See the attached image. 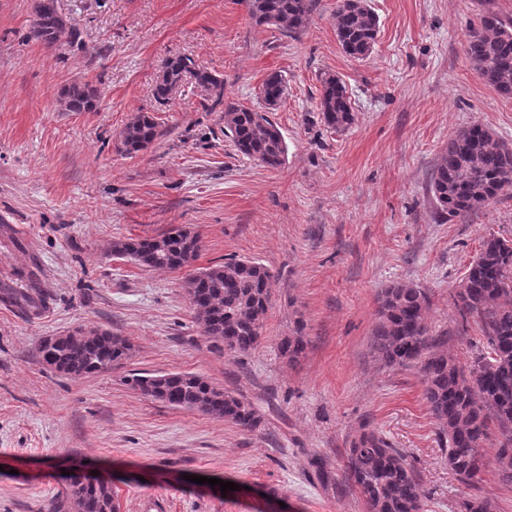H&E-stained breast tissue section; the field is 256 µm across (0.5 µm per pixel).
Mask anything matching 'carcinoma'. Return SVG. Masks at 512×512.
<instances>
[{
  "label": "carcinoma",
  "instance_id": "obj_1",
  "mask_svg": "<svg viewBox=\"0 0 512 512\" xmlns=\"http://www.w3.org/2000/svg\"><path fill=\"white\" fill-rule=\"evenodd\" d=\"M318 0H248L257 26H272L295 37L308 27ZM336 36L349 56L365 58L376 43L379 20L367 0H337L333 13ZM28 38L46 46L62 38L79 40L57 0H35ZM465 55L482 80L500 95L512 96V19L496 14L481 18L469 30ZM216 93L224 104V136L235 151L265 168L283 166L288 147L280 127L268 113L239 102L223 100L224 79L189 56H174L154 86L159 103L171 100L187 79ZM286 93L278 73L263 82L267 108ZM98 93L87 83L62 89L66 112L95 108ZM318 110L333 131L355 121L345 86L334 74L320 79ZM165 136L155 117L137 112L120 132V149L135 156ZM512 187V144L491 130L473 124L448 139L430 180V193L445 220L465 217L497 202ZM200 237L190 227H177L156 237L115 240L112 256L138 266L179 271L195 260ZM269 269L254 260L229 258L224 263L190 272L183 288L203 333L224 342L233 353H247L258 343L271 302ZM462 322H474L483 348L460 361L448 353V338L434 335L427 322L429 298L415 285L394 282L378 298L373 350L389 366L419 365L423 396L438 438L447 449L448 467L464 484L474 482L483 467L481 448L490 433H498L496 462L502 479L512 482V236L489 234L471 261L454 296ZM305 337L288 336L280 351L294 360L304 351ZM130 345L107 329L77 328L43 338L37 347L46 369L72 377L106 370L124 359ZM130 385L146 399L230 421L247 431L261 426V417L243 400L192 373H135ZM348 477L364 499L368 512H422L423 500L408 455L364 425L345 449ZM74 512H116L112 485H89L70 479ZM460 512H492L489 501L476 495L461 503Z\"/></svg>",
  "mask_w": 512,
  "mask_h": 512
}]
</instances>
